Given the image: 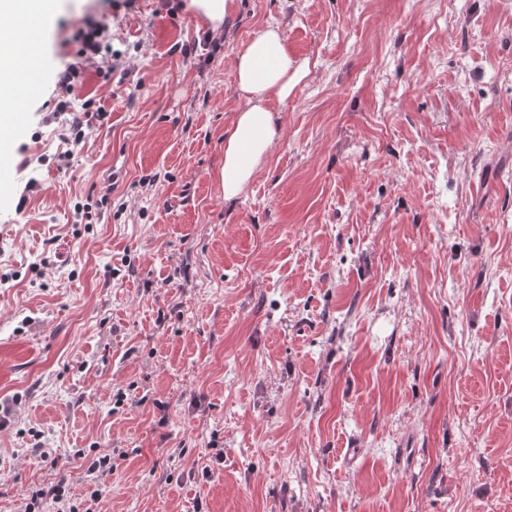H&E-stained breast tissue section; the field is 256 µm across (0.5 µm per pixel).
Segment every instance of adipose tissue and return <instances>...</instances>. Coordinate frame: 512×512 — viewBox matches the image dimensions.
<instances>
[{
  "label": "adipose tissue",
  "mask_w": 512,
  "mask_h": 512,
  "mask_svg": "<svg viewBox=\"0 0 512 512\" xmlns=\"http://www.w3.org/2000/svg\"><path fill=\"white\" fill-rule=\"evenodd\" d=\"M48 22L42 0H0V124L18 107L14 88L25 76L20 64L31 57V35ZM233 70L239 106L218 175L228 202L245 191L280 136L274 104L287 102L311 65L291 54L282 30L270 26L235 54Z\"/></svg>",
  "instance_id": "obj_1"
}]
</instances>
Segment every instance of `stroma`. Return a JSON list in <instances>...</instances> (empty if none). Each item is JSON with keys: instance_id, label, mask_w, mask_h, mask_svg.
<instances>
[{"instance_id": "35a3bbf8", "label": "stroma", "mask_w": 512, "mask_h": 512, "mask_svg": "<svg viewBox=\"0 0 512 512\" xmlns=\"http://www.w3.org/2000/svg\"><path fill=\"white\" fill-rule=\"evenodd\" d=\"M98 20L111 71L77 54ZM270 25L312 73L228 203L232 58ZM207 30L184 0H56L33 46L0 512L57 486L77 512H512V0H234ZM75 71L73 68H66L63 72L59 74L58 84L62 90L66 92L68 96H70V100H67L60 104V113L59 114H68L70 117L68 118V122H66V126H68V131L70 133V138L72 142L76 145L80 144L83 141L85 136V132L83 130L84 126V118L88 116V101H84L80 109L77 110L73 106V101L80 100L79 94L75 92L76 87L79 83L74 82ZM66 113V111H68Z\"/></svg>"}]
</instances>
